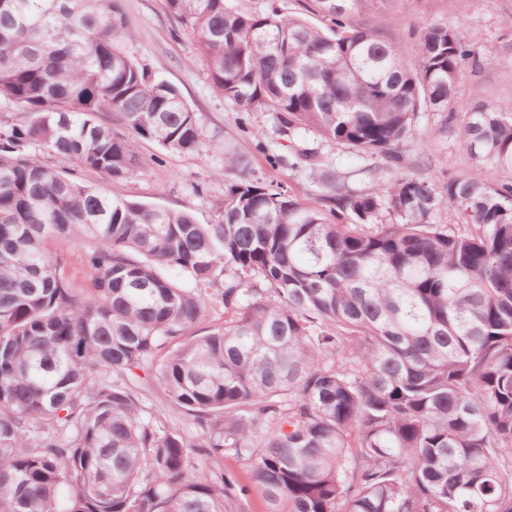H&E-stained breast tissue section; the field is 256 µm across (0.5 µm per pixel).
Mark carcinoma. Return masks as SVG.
Returning <instances> with one entry per match:
<instances>
[{
    "label": "carcinoma",
    "mask_w": 512,
    "mask_h": 512,
    "mask_svg": "<svg viewBox=\"0 0 512 512\" xmlns=\"http://www.w3.org/2000/svg\"><path fill=\"white\" fill-rule=\"evenodd\" d=\"M167 2L224 100L394 177L355 190L302 148L324 209L227 154L241 175L213 224L102 195L61 169L132 176L138 138L198 153L199 114L128 53L122 0H0V101L28 115L0 122V512H244L248 487L212 465L226 454L269 512H512V179L440 191L402 150L440 112L471 160L512 174V107H454L473 45L432 22L407 58L359 21L392 0H314L325 28ZM67 237L85 296L51 249ZM212 288L224 327L171 346ZM149 380L196 441L144 414Z\"/></svg>",
    "instance_id": "1"
}]
</instances>
